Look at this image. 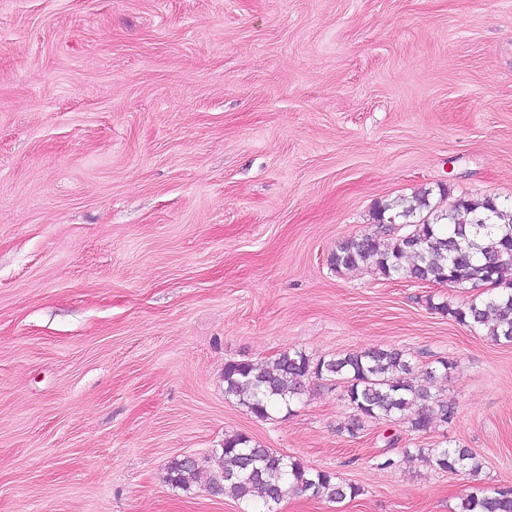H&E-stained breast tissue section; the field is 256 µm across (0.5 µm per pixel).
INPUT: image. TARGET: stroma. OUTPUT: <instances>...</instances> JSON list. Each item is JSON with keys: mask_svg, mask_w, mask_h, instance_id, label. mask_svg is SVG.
Wrapping results in <instances>:
<instances>
[{"mask_svg": "<svg viewBox=\"0 0 512 512\" xmlns=\"http://www.w3.org/2000/svg\"><path fill=\"white\" fill-rule=\"evenodd\" d=\"M440 185L512 200V0H0V512H251L209 487L234 432L362 489L276 512L512 486V343L425 303L472 289L329 264ZM372 346L454 358V419L353 438L342 384L268 420L224 395L230 360ZM446 444L479 474L403 454ZM201 470V465L195 458H175L168 465L166 480L172 486L187 489L198 481Z\"/></svg>", "mask_w": 512, "mask_h": 512, "instance_id": "obj_1", "label": "stroma"}]
</instances>
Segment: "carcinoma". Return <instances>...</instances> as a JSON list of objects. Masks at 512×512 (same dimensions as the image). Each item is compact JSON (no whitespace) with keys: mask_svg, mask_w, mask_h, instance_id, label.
I'll list each match as a JSON object with an SVG mask.
<instances>
[{"mask_svg":"<svg viewBox=\"0 0 512 512\" xmlns=\"http://www.w3.org/2000/svg\"><path fill=\"white\" fill-rule=\"evenodd\" d=\"M380 224H400L383 235L364 234L340 243L329 257L336 272L371 265L386 279L459 287H487L461 305L426 298L429 309L486 333L499 342H512V203L496 197H460L442 208L432 190L422 188L379 205ZM423 371L405 350L371 347L315 358L299 349L285 350L267 361L229 360L224 364V396L234 399L253 416L266 420L279 407L303 400L312 379L339 380L353 416L340 426L357 436L367 420L402 421L415 432L434 422L454 419L455 406L431 392L438 374L455 366L449 357ZM418 456L437 469L473 475L482 462L463 446L420 448ZM218 468L214 488L226 485L242 500H255L272 512L290 494H309L339 503L360 494L359 486L344 483L336 473L304 466L300 461L264 448L243 433L224 436V447L214 455ZM201 465L195 458H175L166 480L189 488L198 481ZM460 512H512V486L469 494Z\"/></svg>","mask_w":512,"mask_h":512,"instance_id":"cac0c4a2","label":"carcinoma"}]
</instances>
